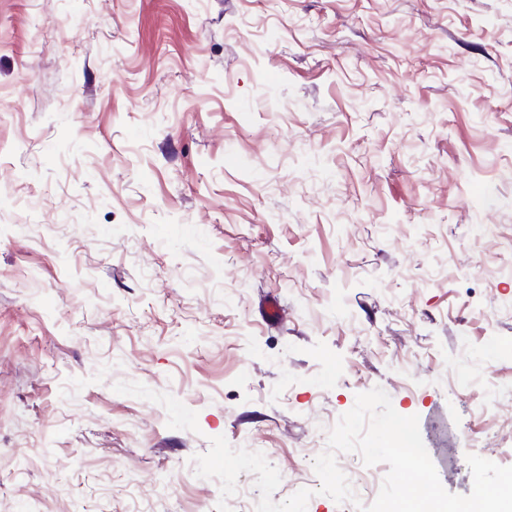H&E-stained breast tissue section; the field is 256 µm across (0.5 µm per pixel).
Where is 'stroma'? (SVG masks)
Wrapping results in <instances>:
<instances>
[{
    "instance_id": "obj_1",
    "label": "stroma",
    "mask_w": 512,
    "mask_h": 512,
    "mask_svg": "<svg viewBox=\"0 0 512 512\" xmlns=\"http://www.w3.org/2000/svg\"><path fill=\"white\" fill-rule=\"evenodd\" d=\"M376 387L512 466V0H0V512H358Z\"/></svg>"
}]
</instances>
